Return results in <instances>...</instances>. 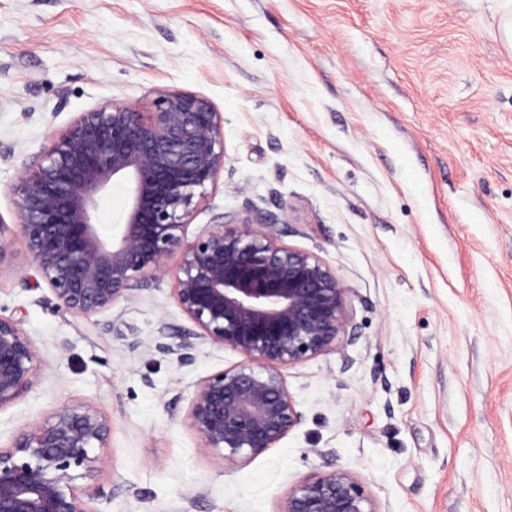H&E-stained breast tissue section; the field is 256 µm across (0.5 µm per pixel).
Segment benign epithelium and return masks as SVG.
Masks as SVG:
<instances>
[{
  "label": "benign epithelium",
  "instance_id": "obj_1",
  "mask_svg": "<svg viewBox=\"0 0 512 512\" xmlns=\"http://www.w3.org/2000/svg\"><path fill=\"white\" fill-rule=\"evenodd\" d=\"M222 117L206 97L155 92L143 111L107 102L53 134L40 160L13 188L30 264L57 305L98 325L148 277L167 273L181 250L173 297L190 327L179 344L154 349L194 358L197 341L231 349L243 361L198 382L188 418L200 451L234 467L275 447L302 419L281 368L336 346L352 319L348 289L319 255L280 243L271 224L226 222L217 214L194 237L188 226L207 186L224 170ZM126 184V220L101 236L99 199ZM32 339L0 315V410L38 381ZM109 421L89 406L53 412L0 448V512H95L91 483L105 464ZM88 480L72 484L73 470ZM278 512H378L349 472L337 469L294 487Z\"/></svg>",
  "mask_w": 512,
  "mask_h": 512
}]
</instances>
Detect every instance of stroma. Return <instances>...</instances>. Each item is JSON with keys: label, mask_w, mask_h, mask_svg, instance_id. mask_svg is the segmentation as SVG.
I'll list each match as a JSON object with an SVG mask.
<instances>
[{"label": "stroma", "mask_w": 512, "mask_h": 512, "mask_svg": "<svg viewBox=\"0 0 512 512\" xmlns=\"http://www.w3.org/2000/svg\"><path fill=\"white\" fill-rule=\"evenodd\" d=\"M512 0H0V314L41 365L0 410V448L55 410L110 422L96 512H277L353 474L378 512H512ZM207 97L225 163L189 227L275 219L349 288L334 350L284 368L301 423L215 467L187 417L241 355L147 347L189 322L168 275L90 326L49 300L12 188L54 133L107 101ZM133 334L112 332L113 320Z\"/></svg>", "instance_id": "stroma-1"}]
</instances>
